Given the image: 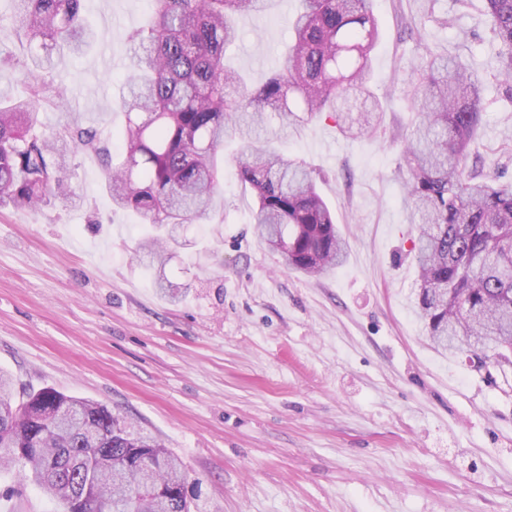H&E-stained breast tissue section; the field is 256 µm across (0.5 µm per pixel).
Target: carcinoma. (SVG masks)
Masks as SVG:
<instances>
[{
  "mask_svg": "<svg viewBox=\"0 0 512 512\" xmlns=\"http://www.w3.org/2000/svg\"><path fill=\"white\" fill-rule=\"evenodd\" d=\"M16 32L31 53L24 94L0 99V203L36 211L67 199L68 153L98 156L112 205L132 210L168 238L216 208L223 177L218 154L235 129L240 182L255 193L252 223L285 265L309 276L339 266L346 242L313 170L275 142V117L299 131L327 115L344 136L374 135L383 107L369 89L381 23L373 0H301L294 41L259 86L224 66L239 21L265 0H151L153 19L127 41L138 49L121 98L125 124L106 134L74 123L47 131L38 111L62 96L50 50L78 52L89 38L80 0H13ZM437 0H420L404 34L423 46L417 79L404 90L419 112L402 140L407 220L420 225L415 313L433 347L453 352L457 338L472 366L512 365V183L476 146L484 126L482 75L427 43L425 21ZM496 43L493 78L512 100V0H484ZM121 146L111 149L112 138ZM163 239L139 250L165 262ZM13 470L47 493L55 512H190L181 461L150 433L105 406L54 388L16 402L0 370V471Z\"/></svg>",
  "mask_w": 512,
  "mask_h": 512,
  "instance_id": "1",
  "label": "carcinoma"
}]
</instances>
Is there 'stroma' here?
<instances>
[{
    "instance_id": "1",
    "label": "stroma",
    "mask_w": 512,
    "mask_h": 512,
    "mask_svg": "<svg viewBox=\"0 0 512 512\" xmlns=\"http://www.w3.org/2000/svg\"><path fill=\"white\" fill-rule=\"evenodd\" d=\"M148 0H83L96 42L54 54L62 104L44 128H120L132 70L127 35ZM298 0H268L241 20L230 63L262 84L293 36ZM416 0H374L382 37L373 89L386 107L376 136L342 137L331 121L284 131L309 163L348 244L315 279L288 269L251 222L254 195L235 178L224 137V210L197 218L164 267L136 259L147 230L114 208L96 156L70 160L73 206L0 208V368L17 386L88 398L156 435L183 462L191 512H512V367L475 370L440 353L415 315V225L406 221L398 130L417 120L402 90L422 54L400 40ZM484 0H438L450 27L428 26L441 53L488 79L486 150L512 135V105L490 75ZM0 96L18 97L30 48L0 39ZM111 57L104 68L102 57ZM164 276L177 300L154 285ZM0 512H52L11 472Z\"/></svg>"
}]
</instances>
